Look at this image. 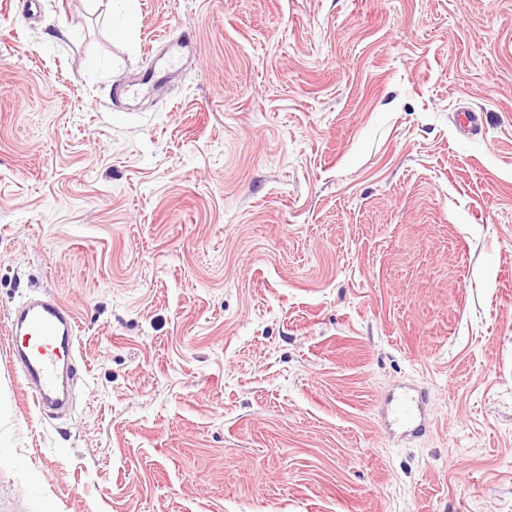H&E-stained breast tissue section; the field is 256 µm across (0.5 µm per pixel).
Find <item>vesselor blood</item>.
Instances as JSON below:
<instances>
[{
	"label": "vessel or blood",
	"instance_id": "b4317fda",
	"mask_svg": "<svg viewBox=\"0 0 512 512\" xmlns=\"http://www.w3.org/2000/svg\"><path fill=\"white\" fill-rule=\"evenodd\" d=\"M197 62V49L191 40L180 39L168 43L149 73L135 74L119 85L115 94L122 98H133L154 86L170 88L186 67ZM11 323L16 333L39 340L36 351L15 348L11 354L25 383L34 388V405L44 406L52 402L59 390L60 363L72 360L77 355L75 317L57 300L30 298L12 313ZM381 416L390 434L400 438L417 435L431 421L426 392L406 387L386 395L381 404Z\"/></svg>",
	"mask_w": 512,
	"mask_h": 512
}]
</instances>
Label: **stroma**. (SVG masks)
<instances>
[{"mask_svg":"<svg viewBox=\"0 0 512 512\" xmlns=\"http://www.w3.org/2000/svg\"><path fill=\"white\" fill-rule=\"evenodd\" d=\"M25 2L0 512H512V0ZM187 34L177 90L114 105ZM34 292L77 322L62 416L8 353ZM403 385L433 423L400 441ZM381 417L390 434L400 438L417 435L432 421L426 392L404 387L386 395L381 404Z\"/></svg>","mask_w":512,"mask_h":512,"instance_id":"35a3bbf8","label":"stroma"}]
</instances>
